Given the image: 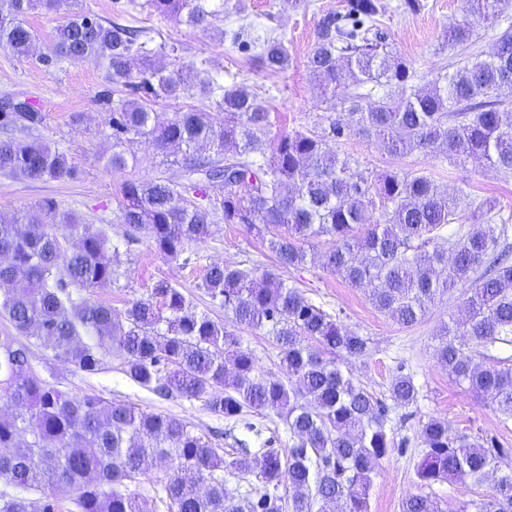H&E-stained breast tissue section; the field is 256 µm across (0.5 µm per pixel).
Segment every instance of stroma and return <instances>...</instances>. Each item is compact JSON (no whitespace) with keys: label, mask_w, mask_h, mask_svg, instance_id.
Masks as SVG:
<instances>
[{"label":"stroma","mask_w":512,"mask_h":512,"mask_svg":"<svg viewBox=\"0 0 512 512\" xmlns=\"http://www.w3.org/2000/svg\"><path fill=\"white\" fill-rule=\"evenodd\" d=\"M401 0H384L381 27L389 35L395 55L416 70L419 83H427L454 62L455 53L443 40L449 23L463 17L464 0H423L424 7L410 12ZM344 0H224V30L216 32L177 24L151 13L146 0H64L60 11H32L27 24L38 33L26 57L0 48V100L28 99L45 116L35 135L66 151L78 170L74 180L26 181L0 174V210L40 217L39 202L56 201L60 210L72 211L84 223L106 226L110 236L123 234L117 214L120 188L128 181L172 178L177 167L145 138L128 143L131 159L125 169L112 170L107 160L112 154L105 98L126 94L122 83L109 80L107 71L91 61L64 62L45 67L41 59L52 54L56 28L62 15L82 11L107 21L148 29L154 44H175L177 56L157 55L155 64L172 71L186 64L208 60L212 69L223 73L225 82L249 86L265 101L280 131L328 134L330 113L316 90L313 75L306 67L314 46L316 27L322 12L339 11ZM255 35H271L288 48V70L270 73L250 59L242 40L232 38L236 29ZM335 149L357 159L373 173L390 171L434 174L438 184L451 189L460 182L471 188L470 200L480 203L494 198L512 207V174H502L484 163L468 160L462 165L441 163L430 153L416 150L406 155L390 154L381 142L356 135L335 142ZM325 242L309 244L305 266L278 268L270 252L261 247L239 224L211 225L209 235L186 244L181 259L172 261L158 254L145 231H138L127 253L121 257L123 275L114 287L90 292L91 300L123 311L129 300L149 297L154 284L168 280L182 288L193 309L223 321L224 309L212 303L201 284L207 266L237 263L244 267L260 264L278 271L281 278L298 287L306 297L329 311L334 318L370 339L367 357L349 361L355 378L376 397L389 396V385L398 366H405L420 387L413 417L394 419L396 447L382 461L373 477L370 512H400L402 500L417 492L414 472L420 443L418 423L438 417L459 431L472 435L496 436L504 447L512 448V420L503 421L489 400L474 397L455 383L438 364L436 337L450 316L462 312V301L451 297L431 305L416 326L405 328L377 311L364 292L350 287L321 268ZM32 363L45 367L46 378L72 394L96 393L112 401L133 404L147 412L171 414L191 422L205 436L219 434L225 451H232L236 439L247 440L252 453L264 451V440L277 436V448L287 451L288 430L275 414L246 415L228 420L211 413L197 400H163L127 379L117 355L110 354L99 373L87 375L72 365L53 359L44 345L33 348Z\"/></svg>","instance_id":"stroma-1"}]
</instances>
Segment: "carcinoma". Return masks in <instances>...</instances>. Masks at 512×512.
<instances>
[{"label": "carcinoma", "instance_id": "obj_1", "mask_svg": "<svg viewBox=\"0 0 512 512\" xmlns=\"http://www.w3.org/2000/svg\"><path fill=\"white\" fill-rule=\"evenodd\" d=\"M61 0H0V47L22 57L37 35L25 17ZM502 0H465V17L448 26V45L465 50L475 25L494 23ZM155 15L213 29L224 22V0H147ZM382 0H345L343 10L318 21L307 68L317 81L332 137L376 138L388 152L423 150L451 164L478 159L512 174V120L499 109L512 95V24L497 33L487 56L471 54L427 85L393 55L374 29ZM54 56L93 60L131 97L112 101V169L127 166L125 145L144 137L174 163L182 181H128L118 219L128 229L112 241L104 228L61 212L52 198L41 224L0 211V316L15 330L0 336V394L16 407L0 416V512H57L56 491L74 493L78 512H147L129 490L170 462L155 507L174 512H369L373 476L394 445L390 412L417 404L420 388L410 374L395 375L391 404L370 394L341 363L369 354V338L334 319L300 289L257 266H209L202 288L224 307L230 323L192 309L167 280L148 299L123 312L83 293L117 283L121 248L143 230L156 250L178 259L185 245L208 232L215 217L241 224L271 251L278 265L307 262L304 243L325 239L323 269L368 294L371 304L403 327L424 319L448 295L463 299V314L440 331L438 363L456 382L491 399L512 418V360L498 353L512 345V217L494 199L472 208L469 184L449 192L430 174L373 175L358 161L328 147L320 135L272 132L271 112L243 85H224L201 67L164 73L155 64L147 31L74 12L56 29ZM259 66L288 69V47L278 38L252 40ZM214 99L218 113L175 112L162 119L147 107L193 89ZM43 113L26 100L0 112V127L33 131ZM0 172L27 180L75 179L68 154L38 138L0 139ZM215 198L204 206L193 192ZM78 238L70 252L62 232ZM245 330L275 339L280 365L291 379L257 373ZM43 341L77 370L94 373L104 357L121 358L126 376L163 399H201L227 419L273 412L285 422L292 445L284 457L268 448L251 455L244 441L226 456L189 422L148 413L121 402L57 388L31 366ZM487 364L480 366L475 359ZM416 465L420 486L492 479L489 491L464 512H512V448L495 436L471 437L448 421L422 422ZM248 475L255 492L229 487L224 472ZM39 495L33 502L29 493ZM401 512H442L433 494H415Z\"/></svg>", "mask_w": 512, "mask_h": 512}]
</instances>
